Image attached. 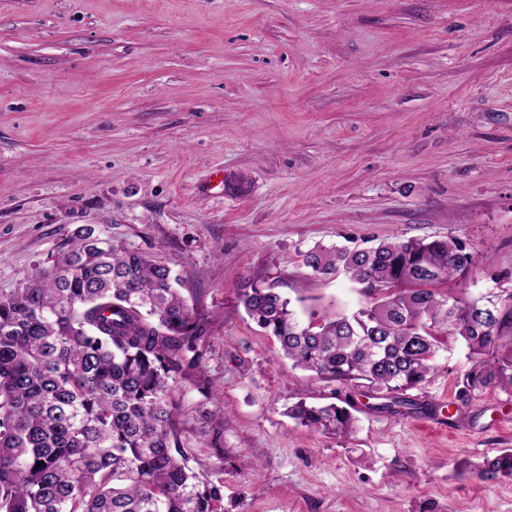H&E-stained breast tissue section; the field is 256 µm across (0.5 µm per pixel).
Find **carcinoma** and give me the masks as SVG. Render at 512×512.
<instances>
[{
  "label": "carcinoma",
  "instance_id": "obj_1",
  "mask_svg": "<svg viewBox=\"0 0 512 512\" xmlns=\"http://www.w3.org/2000/svg\"><path fill=\"white\" fill-rule=\"evenodd\" d=\"M22 288L0 296V512H223L224 408L213 402L210 322L189 306L180 276L84 226ZM474 255L454 238L395 239L369 249L315 245L314 277L346 276L363 305L301 318L270 286L239 301L292 368L393 399L420 388L439 352L458 342L471 363L458 398L512 385V303L461 302L430 285L464 277ZM190 384L212 466L196 467L172 391ZM296 424L353 432L335 403L288 407ZM484 482L512 477V449L472 466Z\"/></svg>",
  "mask_w": 512,
  "mask_h": 512
}]
</instances>
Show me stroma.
<instances>
[{
    "label": "stroma",
    "mask_w": 512,
    "mask_h": 512,
    "mask_svg": "<svg viewBox=\"0 0 512 512\" xmlns=\"http://www.w3.org/2000/svg\"><path fill=\"white\" fill-rule=\"evenodd\" d=\"M83 225L211 323L224 512H512L462 472L512 448V387L461 404L459 344L398 403L292 368L238 300L333 318L361 298L302 252L448 236L477 262L440 292L512 296V0H0V295ZM337 413H340V418H337ZM287 414L297 425L334 436L350 434L356 422L350 409L336 403L307 405L299 401L288 407Z\"/></svg>",
    "instance_id": "1"
}]
</instances>
